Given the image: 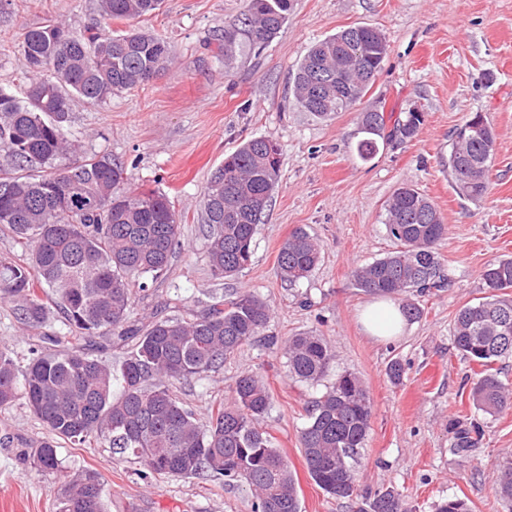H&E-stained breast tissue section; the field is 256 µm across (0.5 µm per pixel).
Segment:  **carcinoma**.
<instances>
[{
    "label": "carcinoma",
    "mask_w": 512,
    "mask_h": 512,
    "mask_svg": "<svg viewBox=\"0 0 512 512\" xmlns=\"http://www.w3.org/2000/svg\"><path fill=\"white\" fill-rule=\"evenodd\" d=\"M163 0H99L106 24L134 20L161 8ZM290 0H249L243 30L224 32V60L244 32L262 48L288 22ZM381 30L347 27L307 51L294 76L298 105L323 120L362 101L388 55ZM32 81L17 99L0 88V224L28 252L0 257V299L14 303L26 328L46 326L50 309L62 314L65 332L50 335L53 351L31 350L19 366L0 349V407L25 399L48 437L27 454L45 473L60 471L58 441L95 442L121 461L156 476L224 479L251 490L252 512H300L295 479L282 453L256 427L271 395L256 375L235 381L234 401L203 423L171 390L175 381L201 375L253 341L269 321L268 305L251 292L213 296L197 315L168 316L141 327L131 321L132 288L166 271L180 244V224L168 197L156 190L122 188L125 170L110 155L93 154L74 167L79 150L66 126L79 102L102 104L156 78L171 53L168 41L129 29L77 33L47 21L21 44ZM366 137L356 151L369 160L395 139L414 138L423 113L408 111L386 130L385 112L360 113ZM493 128H459L448 158L456 192L481 198L488 188ZM281 148L254 137L224 158L203 196L211 275L224 280L251 264L253 241L280 180ZM386 229L397 242L387 256L354 271L356 287L379 295L406 296L442 288L438 245L447 225L417 189L397 188L386 204ZM321 245L306 230L290 233L278 254L289 284L308 278ZM482 280L489 296L458 310L456 350L483 367L512 358V258L488 264ZM97 333L133 342L119 372L103 354L86 348ZM288 377L315 385L327 375L332 354L320 336L300 333L283 347ZM475 407L489 415L512 404V387L484 372L471 390ZM373 404L352 373L338 375L312 405L299 442L311 478L327 494L358 504L357 512H409L402 494L382 488L358 501L355 457L370 428ZM498 496L512 502V463L496 470ZM58 512H105L101 476L84 470L61 488Z\"/></svg>",
    "instance_id": "1"
}]
</instances>
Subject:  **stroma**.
Returning a JSON list of instances; mask_svg holds the SVG:
<instances>
[{
    "label": "stroma",
    "mask_w": 512,
    "mask_h": 512,
    "mask_svg": "<svg viewBox=\"0 0 512 512\" xmlns=\"http://www.w3.org/2000/svg\"><path fill=\"white\" fill-rule=\"evenodd\" d=\"M286 26L265 48L239 37L232 63L224 61V30L247 0H164L161 11L112 27H135L165 37L166 68L152 82L104 104L74 109L67 125L80 154L121 161L131 189L168 196L181 224L180 245L167 270L134 289V318L200 313L209 294L238 289L270 307L266 337L279 342L298 333L331 345L328 381L355 374L373 402V416L355 468L361 492L393 487L412 512H435L448 499L471 512H512L494 489V471L512 460V407L487 415L470 392L481 366L453 344L457 311L486 294L484 267L512 257V0H291ZM74 31L101 20L98 0H11L0 12V88L24 96L30 74L20 46L25 32L47 19ZM367 25L385 34L382 71L360 108L325 121L303 111L293 97L299 62L316 41L338 30ZM394 116L415 108L424 123L416 138L396 140L367 161L355 151L361 110ZM482 113L495 133L485 196L459 197L448 167L455 132ZM265 137L283 149L281 177L255 238L252 263L236 277L212 278L202 199L210 174L243 141ZM411 184L439 210L447 235L439 245L447 288L414 296L419 318L398 338L381 341L359 315L373 300L356 288L355 268L396 248L385 227V204ZM322 245L308 279L291 285L277 256L295 228ZM44 330L23 328L11 303L0 301V347L19 362L44 347ZM258 341L243 346L216 371L173 383L172 390L200 421L231 404L239 375L267 384L271 406L258 428L286 457L296 480L300 512H352L347 500L326 494L312 480L299 444L312 402L326 390L288 378L280 349ZM405 373L387 375L391 361ZM480 426L470 450L457 452L454 423ZM47 436L24 401L0 409V512H56L67 476L91 469L103 478L105 512H252L246 485L206 478L143 480L136 465L114 460L108 449L60 443L61 472L27 466L24 454Z\"/></svg>",
    "instance_id": "35a3bbf8"
}]
</instances>
